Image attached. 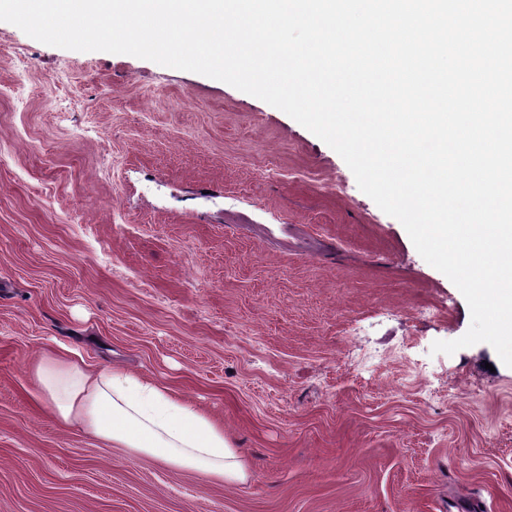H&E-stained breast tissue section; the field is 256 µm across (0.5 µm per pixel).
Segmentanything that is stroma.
<instances>
[{"instance_id": "1", "label": "stroma", "mask_w": 512, "mask_h": 512, "mask_svg": "<svg viewBox=\"0 0 512 512\" xmlns=\"http://www.w3.org/2000/svg\"><path fill=\"white\" fill-rule=\"evenodd\" d=\"M470 323L283 111L0 21V512H512V367L431 351ZM63 346L194 402L247 479L56 421L29 367Z\"/></svg>"}]
</instances>
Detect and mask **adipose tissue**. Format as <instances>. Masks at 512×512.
Returning a JSON list of instances; mask_svg holds the SVG:
<instances>
[{"label":"adipose tissue","mask_w":512,"mask_h":512,"mask_svg":"<svg viewBox=\"0 0 512 512\" xmlns=\"http://www.w3.org/2000/svg\"><path fill=\"white\" fill-rule=\"evenodd\" d=\"M30 375L60 422L80 421L134 456L220 482L247 476L244 455L223 426L156 379L109 364L89 366L61 352L42 354Z\"/></svg>","instance_id":"1"}]
</instances>
